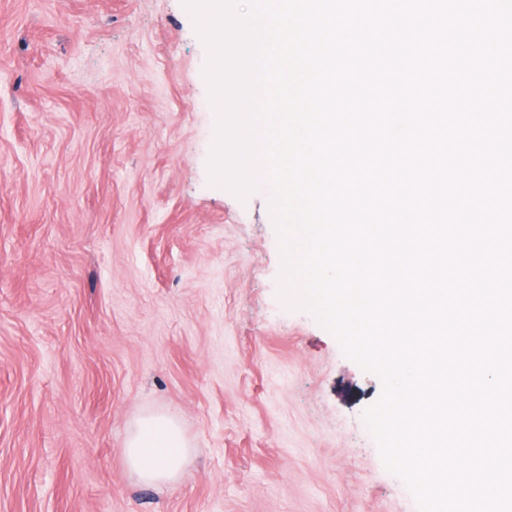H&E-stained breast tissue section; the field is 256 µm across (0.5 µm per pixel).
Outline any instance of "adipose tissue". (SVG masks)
<instances>
[{
  "label": "adipose tissue",
  "instance_id": "1",
  "mask_svg": "<svg viewBox=\"0 0 512 512\" xmlns=\"http://www.w3.org/2000/svg\"><path fill=\"white\" fill-rule=\"evenodd\" d=\"M189 442L177 423L163 415L142 418L126 441L131 472L147 484L175 482L184 471Z\"/></svg>",
  "mask_w": 512,
  "mask_h": 512
}]
</instances>
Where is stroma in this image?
<instances>
[{"instance_id":"stroma-1","label":"stroma","mask_w":512,"mask_h":512,"mask_svg":"<svg viewBox=\"0 0 512 512\" xmlns=\"http://www.w3.org/2000/svg\"><path fill=\"white\" fill-rule=\"evenodd\" d=\"M207 61L183 0H0V512H417L268 187L209 181ZM149 415L175 485L126 464ZM125 448L127 465L139 480L166 484L183 475L190 445L173 419L150 415L138 422Z\"/></svg>"}]
</instances>
